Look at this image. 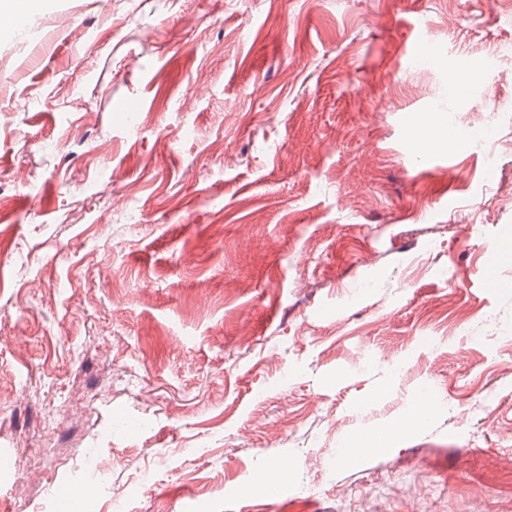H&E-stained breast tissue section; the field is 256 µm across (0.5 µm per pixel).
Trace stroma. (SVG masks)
<instances>
[{
  "instance_id": "35a3bbf8",
  "label": "stroma",
  "mask_w": 512,
  "mask_h": 512,
  "mask_svg": "<svg viewBox=\"0 0 512 512\" xmlns=\"http://www.w3.org/2000/svg\"><path fill=\"white\" fill-rule=\"evenodd\" d=\"M111 2L0 30V512H512V17Z\"/></svg>"
}]
</instances>
